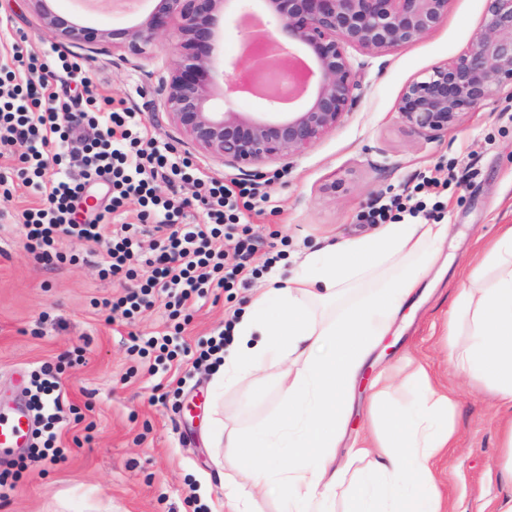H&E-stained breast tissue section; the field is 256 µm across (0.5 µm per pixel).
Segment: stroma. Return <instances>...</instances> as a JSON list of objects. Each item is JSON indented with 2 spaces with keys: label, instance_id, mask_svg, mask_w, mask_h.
<instances>
[{
  "label": "stroma",
  "instance_id": "stroma-1",
  "mask_svg": "<svg viewBox=\"0 0 512 512\" xmlns=\"http://www.w3.org/2000/svg\"><path fill=\"white\" fill-rule=\"evenodd\" d=\"M484 10L485 0H450L447 18L420 41L385 55L354 53L363 80L357 108L298 157L265 166L259 185L273 206L246 214L260 239L248 287L217 288L188 302L182 321L170 317L162 295L132 319H110L97 302L119 298L125 285L104 277L100 255L79 241L58 242L67 262L36 260L25 246L21 213L37 197L14 181L13 199L0 215V397L26 392L43 365L59 368L65 406L57 432L66 459L30 461L21 470L0 463V472L15 476L0 512H225L224 481L236 469L224 456L216 422L232 416L243 430L261 424L278 412L279 391L271 371L249 393L237 385L215 388L216 368L199 360L201 347L265 287L266 259L275 258L288 277L304 254L374 233L364 214L380 197L407 194L425 174L448 182L439 196L450 225L444 269L423 279L367 356L336 464L375 443L373 393L383 389L390 401L410 404L414 391L400 384L422 367L431 388L455 403V446L436 466L450 512H482L484 501L505 496L497 474L501 425L511 414L451 363L446 327L478 246L512 225V92L502 91L437 138L406 131L395 111L408 82L472 43ZM1 18L24 33L23 50L54 46L82 58L113 100L140 112L153 134L196 168L229 186L242 181L239 170L196 150L163 111L155 94L168 61L161 48L125 63L111 51L54 38L29 0H0ZM334 181L339 189L327 193ZM134 334L171 335L182 353L156 362L132 350Z\"/></svg>",
  "mask_w": 512,
  "mask_h": 512
}]
</instances>
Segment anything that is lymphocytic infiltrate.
I'll use <instances>...</instances> for the list:
<instances>
[{"mask_svg":"<svg viewBox=\"0 0 512 512\" xmlns=\"http://www.w3.org/2000/svg\"><path fill=\"white\" fill-rule=\"evenodd\" d=\"M0 42L12 48L11 62L0 65V143L19 148L11 164L0 167V201L11 202L4 186L14 176L38 195L23 212L26 247L36 259L64 261L56 249L64 237L101 248L103 274L130 283L124 296L101 304L125 319L151 308L159 294L178 310L210 289L247 286L257 238L244 213L268 205V192L245 182L231 189L193 172L188 157L150 135L140 113L115 107L77 58L58 49L23 52L4 24ZM70 84L80 93H57V86ZM188 181L197 190L185 198L179 189ZM160 182L168 196L157 194ZM131 200L141 206L134 228L121 220ZM199 206L207 216L201 224L191 215ZM232 234L239 246L228 268L217 240ZM33 386L42 444L32 454L61 462L55 430L63 411L60 383L44 368Z\"/></svg>","mask_w":512,"mask_h":512,"instance_id":"obj_1","label":"lymphocytic infiltrate"}]
</instances>
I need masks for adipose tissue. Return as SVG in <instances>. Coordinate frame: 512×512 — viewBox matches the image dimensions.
<instances>
[{
    "label": "adipose tissue",
    "mask_w": 512,
    "mask_h": 512,
    "mask_svg": "<svg viewBox=\"0 0 512 512\" xmlns=\"http://www.w3.org/2000/svg\"><path fill=\"white\" fill-rule=\"evenodd\" d=\"M444 223L383 225L376 233L334 242L304 255L287 286L278 276L234 328L238 338L216 385L253 384L257 372H278L280 410L262 425L228 437L238 480L224 486L226 512H252L241 482L279 488L288 512H444L433 466L455 434L454 403L426 396L403 408L383 392L371 414L384 437L351 454L356 472L336 465L334 448L346 423L357 376L377 339L437 262ZM370 290L350 300L353 288ZM350 303L326 319L318 308ZM466 339H458L460 325ZM450 354L475 384L512 411V225L487 245L461 289L448 325ZM289 447L281 455V447ZM344 496H337L338 486Z\"/></svg>",
    "instance_id": "obj_1"
}]
</instances>
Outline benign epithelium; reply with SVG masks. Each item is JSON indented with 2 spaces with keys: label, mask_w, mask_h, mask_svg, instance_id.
<instances>
[{
  "label": "benign epithelium",
  "mask_w": 512,
  "mask_h": 512,
  "mask_svg": "<svg viewBox=\"0 0 512 512\" xmlns=\"http://www.w3.org/2000/svg\"><path fill=\"white\" fill-rule=\"evenodd\" d=\"M45 27L75 44L110 45L123 58H140L174 30L165 47L168 64L156 94L164 111L204 156L259 177L270 161L302 154L335 130L361 97L360 68L351 51L385 54L415 43L448 15L449 0H257L276 28H253L237 14L240 0H154L135 25L93 28L53 13L32 0ZM479 33L453 58L404 86L395 110L409 132L427 137L455 129L464 114L481 109L512 86V0H486ZM234 21L259 63L218 60L216 28ZM261 95L275 108L268 118L239 112L224 98L212 105V88ZM292 112L278 105L295 99Z\"/></svg>",
  "instance_id": "benign-epithelium-1"
}]
</instances>
